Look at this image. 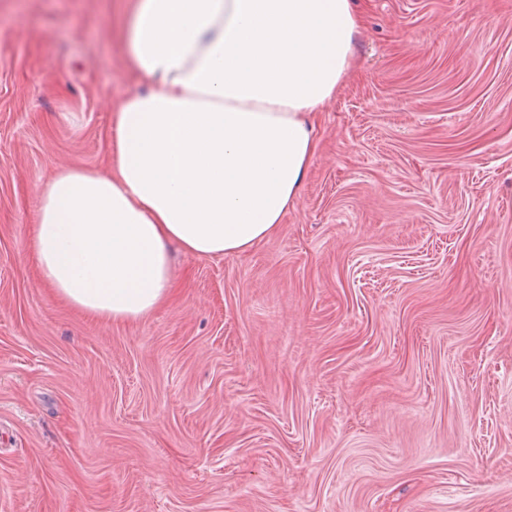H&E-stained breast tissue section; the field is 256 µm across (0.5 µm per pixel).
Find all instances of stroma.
I'll return each instance as SVG.
<instances>
[{"instance_id":"stroma-1","label":"stroma","mask_w":512,"mask_h":512,"mask_svg":"<svg viewBox=\"0 0 512 512\" xmlns=\"http://www.w3.org/2000/svg\"><path fill=\"white\" fill-rule=\"evenodd\" d=\"M136 0H0V512H512V0H360L278 229L106 323L39 187L110 169Z\"/></svg>"}]
</instances>
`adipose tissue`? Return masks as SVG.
<instances>
[{"label": "adipose tissue", "instance_id": "obj_1", "mask_svg": "<svg viewBox=\"0 0 512 512\" xmlns=\"http://www.w3.org/2000/svg\"><path fill=\"white\" fill-rule=\"evenodd\" d=\"M361 28L355 0H138L126 54L151 87L113 114L111 174L64 167L42 185V283L104 322H135L175 290L172 247L239 255L272 235Z\"/></svg>", "mask_w": 512, "mask_h": 512}]
</instances>
